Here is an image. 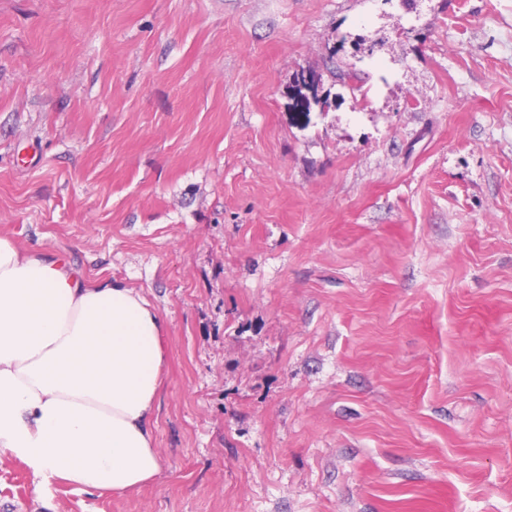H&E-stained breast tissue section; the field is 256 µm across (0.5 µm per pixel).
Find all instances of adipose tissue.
<instances>
[{
  "instance_id": "adipose-tissue-1",
  "label": "adipose tissue",
  "mask_w": 512,
  "mask_h": 512,
  "mask_svg": "<svg viewBox=\"0 0 512 512\" xmlns=\"http://www.w3.org/2000/svg\"><path fill=\"white\" fill-rule=\"evenodd\" d=\"M167 355L139 290L0 237V455L82 491L151 482Z\"/></svg>"
}]
</instances>
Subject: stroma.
Returning a JSON list of instances; mask_svg holds the SVG:
<instances>
[{
    "label": "stroma",
    "instance_id": "35a3bbf8",
    "mask_svg": "<svg viewBox=\"0 0 512 512\" xmlns=\"http://www.w3.org/2000/svg\"><path fill=\"white\" fill-rule=\"evenodd\" d=\"M0 236L168 349L151 483L0 512H512V0H0Z\"/></svg>",
    "mask_w": 512,
    "mask_h": 512
}]
</instances>
